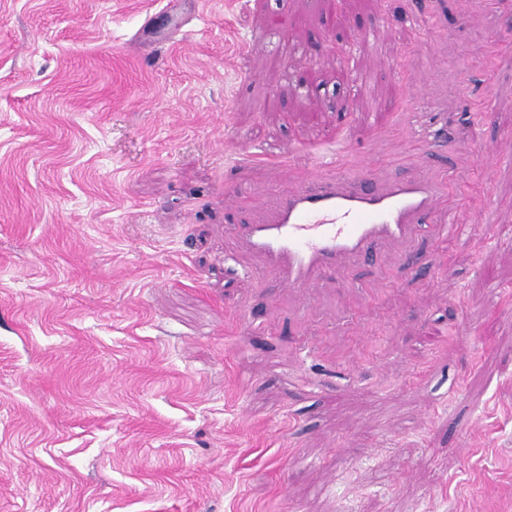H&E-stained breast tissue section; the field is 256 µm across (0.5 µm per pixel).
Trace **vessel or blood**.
<instances>
[{"label":"vessel or blood","mask_w":512,"mask_h":512,"mask_svg":"<svg viewBox=\"0 0 512 512\" xmlns=\"http://www.w3.org/2000/svg\"><path fill=\"white\" fill-rule=\"evenodd\" d=\"M345 146H328L314 161L299 145L278 151L282 165L301 166L294 185L275 191V206L259 224H234V238L279 273L284 288L311 292L327 275H341L346 261L372 262L383 242L412 245L417 239L469 237L472 226L456 223L443 206L446 187L432 171L394 176L379 183L372 167L345 164ZM493 167L512 165V145L499 142L481 152Z\"/></svg>","instance_id":"obj_1"}]
</instances>
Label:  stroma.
Here are the masks:
<instances>
[{
	"instance_id": "obj_1",
	"label": "stroma",
	"mask_w": 512,
	"mask_h": 512,
	"mask_svg": "<svg viewBox=\"0 0 512 512\" xmlns=\"http://www.w3.org/2000/svg\"><path fill=\"white\" fill-rule=\"evenodd\" d=\"M420 123L473 244L306 297L225 260V189L260 222L293 181L230 147L338 132L385 181ZM505 140L512 0H0V512H512ZM485 159L495 168L510 167L512 164V147L510 142H499L485 147L481 152Z\"/></svg>"
}]
</instances>
